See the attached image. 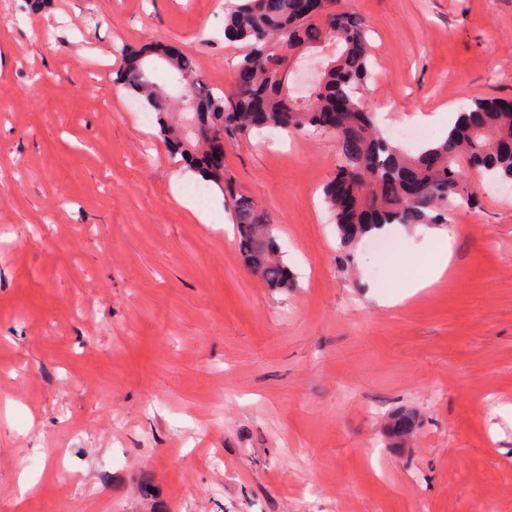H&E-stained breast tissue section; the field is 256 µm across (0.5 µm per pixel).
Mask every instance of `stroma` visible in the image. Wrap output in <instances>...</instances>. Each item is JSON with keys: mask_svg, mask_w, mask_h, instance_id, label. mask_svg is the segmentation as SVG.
<instances>
[{"mask_svg": "<svg viewBox=\"0 0 512 512\" xmlns=\"http://www.w3.org/2000/svg\"><path fill=\"white\" fill-rule=\"evenodd\" d=\"M345 6L381 125L438 140L512 98V0ZM156 42L225 91L246 52L224 0H0V512H512V194L451 208L448 274L387 306L437 244L340 263L335 139L225 144L293 270L272 291L222 192L204 223L180 205L179 157L113 91L121 48Z\"/></svg>", "mask_w": 512, "mask_h": 512, "instance_id": "35a3bbf8", "label": "stroma"}]
</instances>
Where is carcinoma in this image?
<instances>
[{
	"mask_svg": "<svg viewBox=\"0 0 512 512\" xmlns=\"http://www.w3.org/2000/svg\"><path fill=\"white\" fill-rule=\"evenodd\" d=\"M336 3L316 0L315 10L303 13L298 0H228L224 34L249 47L235 65L247 80L235 82L229 93L211 87L187 55L172 57L164 45L132 56L121 76L141 107L156 113L164 142L227 198L244 261L280 292L294 287L295 280L274 225L251 198L237 192L227 170L210 165L209 150L226 139L247 140L268 128L323 132L324 115L341 107L343 122L333 131L338 163L324 186V201L348 248L386 224L444 225L448 207L475 204L479 187L512 186V100L476 99L462 108L444 140L405 151L380 131L362 95L371 77L367 25ZM323 41L341 50L322 70L319 85L297 103L286 92L293 57ZM151 56L178 84L183 110L197 117L196 131H186L168 111L146 64ZM413 426L410 416L401 415L391 437L402 438Z\"/></svg>",
	"mask_w": 512,
	"mask_h": 512,
	"instance_id": "1",
	"label": "carcinoma"
}]
</instances>
